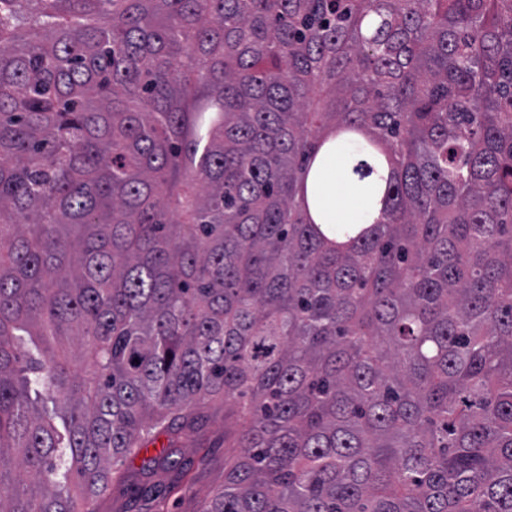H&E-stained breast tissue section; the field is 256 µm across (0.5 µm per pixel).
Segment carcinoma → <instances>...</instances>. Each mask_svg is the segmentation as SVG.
I'll return each instance as SVG.
<instances>
[{
  "instance_id": "obj_1",
  "label": "carcinoma",
  "mask_w": 512,
  "mask_h": 512,
  "mask_svg": "<svg viewBox=\"0 0 512 512\" xmlns=\"http://www.w3.org/2000/svg\"><path fill=\"white\" fill-rule=\"evenodd\" d=\"M217 397L202 512H512V0H0V512ZM321 183V192L333 223L350 222V218L356 213L351 212V196L338 191L340 175L336 164L325 171Z\"/></svg>"
}]
</instances>
